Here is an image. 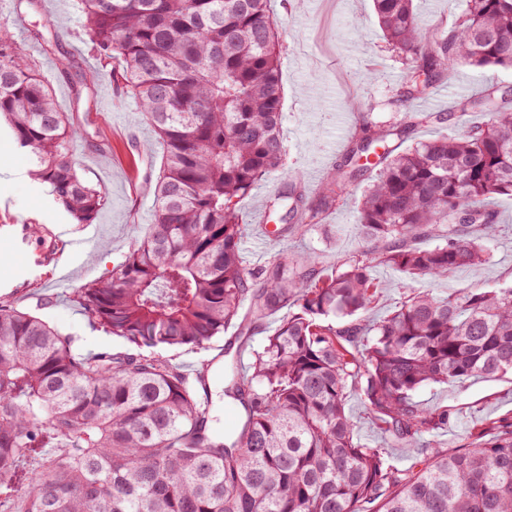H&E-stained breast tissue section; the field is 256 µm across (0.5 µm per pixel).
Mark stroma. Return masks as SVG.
Returning <instances> with one entry per match:
<instances>
[{
  "label": "stroma",
  "mask_w": 512,
  "mask_h": 512,
  "mask_svg": "<svg viewBox=\"0 0 512 512\" xmlns=\"http://www.w3.org/2000/svg\"><path fill=\"white\" fill-rule=\"evenodd\" d=\"M415 7L429 35L436 37L453 28L465 0H416ZM0 13L23 14L28 30L57 33L52 47L33 41L29 48L60 111L69 113L87 134L74 154L80 178L106 197L96 220L101 232L93 247L58 263L54 257L58 237L78 239L89 229L75 223L47 185L34 178L29 152L17 148L8 125L0 119V303L7 301L31 312L71 337L76 352H136L135 344L90 322L74 293L110 278L132 245L143 238L151 222L160 167L155 135L142 121L137 100L100 72L98 61L79 40L82 17L77 0H62L53 15L31 9L25 0H0ZM271 15L281 45L287 160L284 172L260 183L244 201L242 224L247 235L263 203L292 179L301 180L307 201L316 200L328 173L344 159L361 127L388 129L428 109L427 100H405V57L384 37L371 0H271ZM491 82L512 91V70L458 63L435 86L444 96L443 112L453 111L460 98L479 95ZM372 181V175L362 177L337 197L321 223L305 225L286 240L263 246L244 241L247 268H259L278 254H309L319 266L330 268L370 249L358 218L361 197ZM492 205L499 231L484 264L447 278L413 282L392 268L376 267L373 275L381 293L366 319L387 316L412 288L444 296L476 285L512 286V197L496 198ZM64 264L72 270L70 283L52 287ZM225 343L220 337L204 351L185 347L159 351L184 373L206 374L213 425L219 431L228 426L225 413L232 401L224 395L223 368L212 366L211 361ZM414 399L425 409L447 407L448 427L438 433L437 440L455 450L467 446L489 421L512 422V375L426 385ZM348 408L361 442L385 446L393 465L409 467L405 450L388 445L368 418L359 389L350 390Z\"/></svg>",
  "instance_id": "obj_1"
}]
</instances>
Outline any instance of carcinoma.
<instances>
[{
    "instance_id": "carcinoma-1",
    "label": "carcinoma",
    "mask_w": 512,
    "mask_h": 512,
    "mask_svg": "<svg viewBox=\"0 0 512 512\" xmlns=\"http://www.w3.org/2000/svg\"><path fill=\"white\" fill-rule=\"evenodd\" d=\"M81 41L111 66L161 145L152 222L112 277L76 291L92 322L137 354L83 355L38 317L0 306V512H512V423L466 448L432 440L448 409L422 386L512 373V286L443 297L413 291L367 324L388 266L437 279L483 263L497 232L489 207L512 197V98L495 84L459 102L487 119L394 152L409 124L365 126L316 204L297 185L266 204L283 231L317 224L337 191L375 173L360 203L374 247L330 269L311 256L243 263L240 203L286 155L279 37L270 0H80ZM386 39L406 54L403 96L423 99L455 63L512 69V0H466L445 38L427 35L413 0H373ZM0 13V117L78 224L105 204L78 177L82 138L41 79L28 42ZM383 152H377V148ZM428 235L432 246L415 242ZM252 349L226 392L239 423L218 434L205 374L189 377L159 346L206 350L230 325ZM375 424L412 460L358 440L351 383Z\"/></svg>"
}]
</instances>
